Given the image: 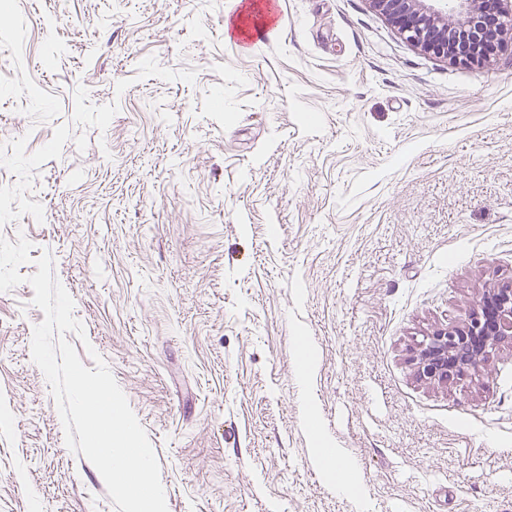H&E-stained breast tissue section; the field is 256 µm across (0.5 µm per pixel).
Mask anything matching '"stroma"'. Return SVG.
I'll use <instances>...</instances> for the list:
<instances>
[{"label": "stroma", "mask_w": 512, "mask_h": 512, "mask_svg": "<svg viewBox=\"0 0 512 512\" xmlns=\"http://www.w3.org/2000/svg\"><path fill=\"white\" fill-rule=\"evenodd\" d=\"M0 0V512H116L31 357L35 258L144 428L168 512H512V345L414 352L512 284V51H421L368 0ZM361 499L316 472L296 337ZM297 371L299 378L308 387L309 378L315 368L313 348L306 337L297 338Z\"/></svg>", "instance_id": "1"}]
</instances>
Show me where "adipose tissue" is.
<instances>
[{
  "instance_id": "obj_1",
  "label": "adipose tissue",
  "mask_w": 512,
  "mask_h": 512,
  "mask_svg": "<svg viewBox=\"0 0 512 512\" xmlns=\"http://www.w3.org/2000/svg\"><path fill=\"white\" fill-rule=\"evenodd\" d=\"M304 427L312 441V462L318 472L344 494L359 497L361 480L359 469L346 449L326 440L315 410H308Z\"/></svg>"
}]
</instances>
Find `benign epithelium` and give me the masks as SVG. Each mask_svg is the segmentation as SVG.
Returning a JSON list of instances; mask_svg holds the SVG:
<instances>
[{"instance_id": "1", "label": "benign epithelium", "mask_w": 512, "mask_h": 512, "mask_svg": "<svg viewBox=\"0 0 512 512\" xmlns=\"http://www.w3.org/2000/svg\"><path fill=\"white\" fill-rule=\"evenodd\" d=\"M373 10L385 17L409 42L424 52L454 62L478 58L475 47L456 44L448 38V22L468 18L483 0H368ZM497 4L491 28L512 31V11ZM512 340V288H488L466 323L435 330L415 351L420 376L439 383L477 371L497 347Z\"/></svg>"}]
</instances>
